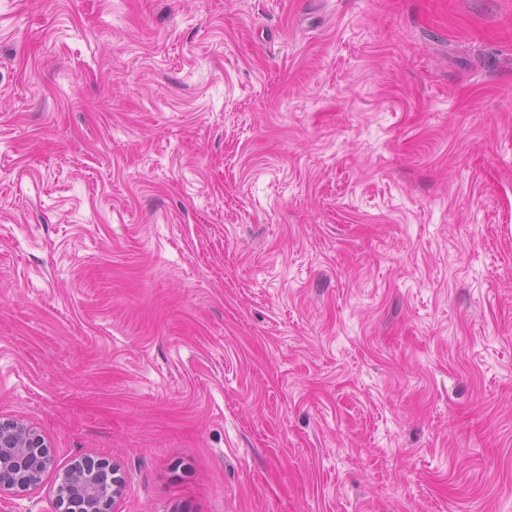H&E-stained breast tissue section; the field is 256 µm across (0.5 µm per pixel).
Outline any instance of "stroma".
Returning <instances> with one entry per match:
<instances>
[{
	"label": "stroma",
	"mask_w": 512,
	"mask_h": 512,
	"mask_svg": "<svg viewBox=\"0 0 512 512\" xmlns=\"http://www.w3.org/2000/svg\"><path fill=\"white\" fill-rule=\"evenodd\" d=\"M0 419L117 512H512V0H0Z\"/></svg>",
	"instance_id": "35a3bbf8"
}]
</instances>
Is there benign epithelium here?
<instances>
[{
    "label": "benign epithelium",
    "instance_id": "benign-epithelium-1",
    "mask_svg": "<svg viewBox=\"0 0 512 512\" xmlns=\"http://www.w3.org/2000/svg\"><path fill=\"white\" fill-rule=\"evenodd\" d=\"M50 469L59 471L56 505L61 512H114L123 479L115 464L87 458L63 467L38 430L17 420H0V471L9 474L0 481V496L37 488Z\"/></svg>",
    "mask_w": 512,
    "mask_h": 512
}]
</instances>
